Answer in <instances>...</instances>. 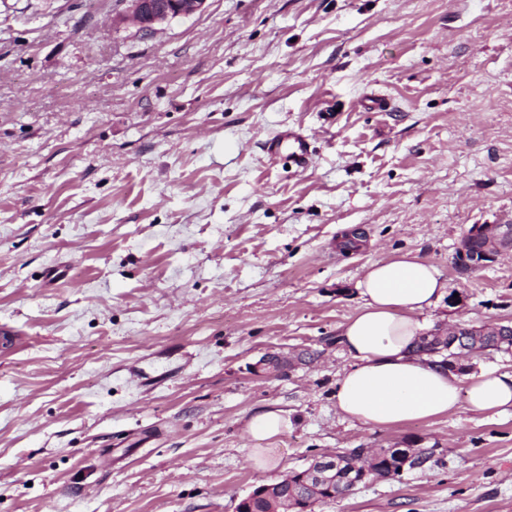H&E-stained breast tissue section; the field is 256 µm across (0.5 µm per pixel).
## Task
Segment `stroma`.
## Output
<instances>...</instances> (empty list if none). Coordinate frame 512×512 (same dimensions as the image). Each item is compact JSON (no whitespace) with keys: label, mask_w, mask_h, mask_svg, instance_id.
<instances>
[{"label":"stroma","mask_w":512,"mask_h":512,"mask_svg":"<svg viewBox=\"0 0 512 512\" xmlns=\"http://www.w3.org/2000/svg\"><path fill=\"white\" fill-rule=\"evenodd\" d=\"M125 8L0 0V512H236L407 446L442 465L312 512H512L511 412L372 428L333 400L373 262L447 282L426 330L512 322V250L457 258L512 224V0H207L149 35ZM287 128L303 171L265 152ZM471 240L484 242L483 251L480 255L475 254L473 260L468 262L472 268H482L506 249L512 248V225L511 224H475L464 235L462 243V255L465 258V243ZM286 427L279 412L267 410L254 415L247 424V433L254 439L267 440L280 435ZM245 498L247 500L254 499V501L247 503L244 501L245 499H242L237 505V512H259L263 510V506H261L258 500H255L262 498L271 505L267 512H276L278 511L279 485L277 483L260 485L255 487Z\"/></svg>","instance_id":"35a3bbf8"}]
</instances>
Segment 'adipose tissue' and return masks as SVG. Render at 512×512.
Segmentation results:
<instances>
[{
  "instance_id": "1",
  "label": "adipose tissue",
  "mask_w": 512,
  "mask_h": 512,
  "mask_svg": "<svg viewBox=\"0 0 512 512\" xmlns=\"http://www.w3.org/2000/svg\"><path fill=\"white\" fill-rule=\"evenodd\" d=\"M357 287L363 299L338 339L351 363L334 390L337 411L364 425L394 427L469 411L512 409V372L484 370L461 385L457 375L416 354L421 313L447 284L425 259L404 253L368 266Z\"/></svg>"
}]
</instances>
